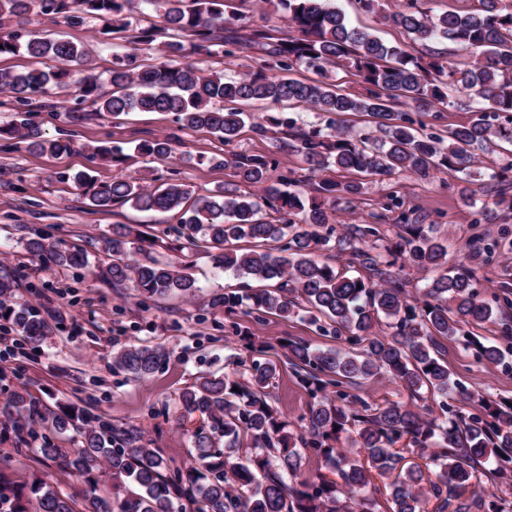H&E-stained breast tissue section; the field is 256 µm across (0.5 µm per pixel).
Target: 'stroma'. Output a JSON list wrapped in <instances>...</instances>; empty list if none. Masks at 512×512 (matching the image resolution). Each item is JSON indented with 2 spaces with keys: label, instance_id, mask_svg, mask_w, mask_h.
I'll return each instance as SVG.
<instances>
[{
  "label": "stroma",
  "instance_id": "stroma-1",
  "mask_svg": "<svg viewBox=\"0 0 512 512\" xmlns=\"http://www.w3.org/2000/svg\"><path fill=\"white\" fill-rule=\"evenodd\" d=\"M335 3L353 26L370 29L389 44L414 49L405 30L385 22L380 14L362 11L356 0ZM24 28L86 46L100 72L111 67L113 53L125 46L124 38L104 39L96 23L75 27L63 16L35 10L26 16ZM37 119L45 137L73 135L79 149L51 156L31 152L22 143L0 141V277H9L13 284L11 305L36 308L50 296L59 309L47 317L46 334L36 346L0 318V337L7 339L0 344V469L22 482L39 477L71 496L83 487L80 478L36 453L16 415L6 414L5 403L17 393L41 412L68 410L78 416H101L115 426H139L146 447L160 451L172 468L187 467L193 461L191 434L204 420H180L177 403L200 375L240 376L255 359L257 343L273 358L282 355L286 339L323 349L339 347L340 342L324 335L304 313L288 318L242 313L228 317L223 309L209 307L212 295L244 287L245 280L167 237L166 228L178 222L176 212H141L128 204L95 210L84 204L67 176L84 170L101 181L171 177L200 193L217 185L239 186L231 155H275L277 174L293 179L306 174L302 157L279 150V141L271 134L260 136L246 127L227 146L208 129L182 131L170 115L157 112H137L122 120L103 114L74 125L47 112L38 113ZM168 134L179 137L169 160L150 162L134 155L141 140ZM88 144L122 146L129 158L117 166L104 165L85 152ZM360 180L361 194L331 217L329 226L335 234H343L352 224H374L387 242L395 239L402 217L416 218L445 241L449 266L471 269L481 299L495 302L504 286H512V209L494 205L496 185L489 177L465 184L442 168L425 178L405 172L389 178L364 174ZM116 224L131 225L145 235L146 255L188 264L197 280L196 294L148 300L135 289L113 287L98 274L32 257L24 248L25 241L39 232L61 247L94 253L97 266L104 267L109 259L97 253V240ZM477 340L512 348V341L502 338L491 323L460 325L449 341L448 367L454 380L474 395L468 406L472 413L480 410L479 398H512V370L480 361L473 346ZM139 343L161 346L166 358L152 375L135 380L115 371L112 361L119 350ZM267 394L289 431L303 433L311 395L290 369L280 371Z\"/></svg>",
  "mask_w": 512,
  "mask_h": 512
}]
</instances>
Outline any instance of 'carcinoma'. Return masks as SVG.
Masks as SVG:
<instances>
[{
	"mask_svg": "<svg viewBox=\"0 0 512 512\" xmlns=\"http://www.w3.org/2000/svg\"><path fill=\"white\" fill-rule=\"evenodd\" d=\"M233 0H0V56L25 54L34 60L58 58L74 68L45 71L37 67L0 71V92L26 105H50L53 91H72L74 106L66 109L71 122L89 120L103 112L114 118L132 112H167L183 129H209L224 144H231L250 116L238 104L260 102L270 108L303 107L315 115L361 113L378 120L382 136L376 141L351 134L345 128L326 133L313 124L294 129L288 136L297 142L309 178L297 189L282 176L272 183L269 170L277 167L266 155H234L242 183L262 186V200L275 213L259 217L260 204L252 192L218 186L195 198L183 182L143 185L118 177L107 182L87 172L73 181L89 205L97 208L125 205L143 211L181 210L180 224L166 233L196 245L202 239L217 253V267L258 282H273L275 289L220 294L209 301L227 314L238 311L263 316L288 317L296 311L314 321L326 320L320 329L356 347L345 354L335 349H313L287 340L284 358L254 360L249 377L241 382L227 375H205L180 396L182 416H206L208 428L192 435L194 463L168 474L170 465L157 450L143 443L140 428L93 424L83 419L82 446L68 453L43 444L42 455L77 474L84 484L81 500L66 496L40 479L20 484L0 471V512H181L183 501L194 512H371L368 496L373 478L389 480L392 512H425L424 504L436 500L435 512H512V500L474 491L472 480L481 471L496 477L512 472V404L507 400L480 399L482 412L467 414L459 406L442 403L443 418H428L411 405L387 402L355 407L357 399L346 388L358 381L385 376L400 384L415 400L425 394L448 395L457 389L467 404L473 395L452 381L446 359L448 339L461 322L476 327L496 323L502 336L512 339V303L493 308L479 298L472 271L447 267L448 246L429 235L422 224L404 218L399 240L384 246V253L367 247L378 229L354 224L336 238L319 233L331 212L342 201L362 192L357 180L339 182L323 173L330 169L374 176L402 172L427 177L435 168L459 175L463 182L479 174L478 150L494 141L512 143V0H480L481 13L431 15L418 0L394 11H383L381 0H357L369 13L383 12V19L403 28L425 47L411 53L382 42L365 29L348 25L346 15L331 0H276L293 33L279 37L265 28L241 33V16ZM44 15L62 14L74 26L95 21L105 36L125 35L128 52L113 61L107 77L93 73L89 54L74 43L26 34L22 19L33 7ZM446 39L468 57L461 64L428 44ZM164 46V60L136 65L137 54L155 42ZM248 48L255 52L247 71L227 78L221 71L204 72L198 59L219 52L232 54ZM320 75L299 80L282 75L295 67ZM344 68L356 77L358 91H348L328 73ZM112 94L101 92L102 83ZM442 107H457L480 116L439 134H421L411 116ZM19 139L50 155L68 153L75 142L67 135L43 136L33 111H21L6 126L0 139ZM136 150L152 161L172 157L168 137L144 140ZM94 154L106 165H119L126 154L119 147L99 146ZM489 177L500 187L496 204L512 209V161ZM245 240L248 248L234 243ZM34 256L59 265L92 270L82 249H61L37 234L26 241ZM102 249L112 263L103 275L115 287L131 285L151 299L193 293L195 281L168 261L136 258L144 251L143 239L125 224L112 225L102 238ZM350 253V264L369 272L348 276L316 255L319 250ZM407 266L433 268L440 274L413 298L403 275ZM21 335L39 342L43 320L26 307H2ZM390 320L393 332H374L378 318ZM480 358L512 369L501 347L475 343ZM165 359L162 348L131 345L114 358V368L141 379L153 374ZM288 365L301 385L312 394L305 416V434L296 437L267 401L270 380ZM334 387L333 395L325 394ZM352 436V446L363 449L364 459L348 456L337 447L342 435ZM224 440L218 447L217 441ZM403 439L433 466L428 475L422 466L392 451ZM312 448L338 480L298 476L302 454L297 445ZM108 470L116 490L133 484L138 492L112 499L100 487V473Z\"/></svg>",
	"mask_w": 512,
	"mask_h": 512,
	"instance_id": "obj_1",
	"label": "carcinoma"
}]
</instances>
